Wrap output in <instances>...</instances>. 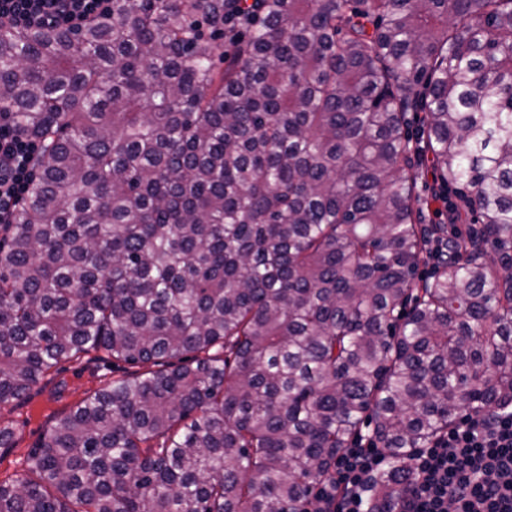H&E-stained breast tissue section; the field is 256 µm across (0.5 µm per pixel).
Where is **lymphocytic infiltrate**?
I'll return each instance as SVG.
<instances>
[{"label":"lymphocytic infiltrate","instance_id":"lymphocytic-infiltrate-1","mask_svg":"<svg viewBox=\"0 0 512 512\" xmlns=\"http://www.w3.org/2000/svg\"><path fill=\"white\" fill-rule=\"evenodd\" d=\"M111 12L112 0H0V29L77 30ZM39 157L34 139L0 111V225L12 223ZM384 463L373 441H354L337 456L306 512H370L364 488ZM411 465L392 512H512V409L462 416L413 449Z\"/></svg>","mask_w":512,"mask_h":512}]
</instances>
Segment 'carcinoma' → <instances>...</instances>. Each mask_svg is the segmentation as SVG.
<instances>
[{
  "label": "carcinoma",
  "mask_w": 512,
  "mask_h": 512,
  "mask_svg": "<svg viewBox=\"0 0 512 512\" xmlns=\"http://www.w3.org/2000/svg\"><path fill=\"white\" fill-rule=\"evenodd\" d=\"M0 88L46 144L0 242V405L164 360L63 416L0 512H304L365 429L378 512L412 449L512 405V0H112L1 31ZM420 171L421 178L419 179L416 185L415 194L418 195L423 201H427L429 204V208L424 209V218L422 222L424 224L443 223L446 221L447 218L446 210L442 207V204L440 202L435 203L431 200L434 189L439 188L440 184L439 182H437V180H435L432 169V163L430 161V156L429 159L425 158V160L421 162ZM437 207H441V210L444 213L442 219L436 217L435 215V211H439Z\"/></svg>",
  "instance_id": "obj_1"
}]
</instances>
